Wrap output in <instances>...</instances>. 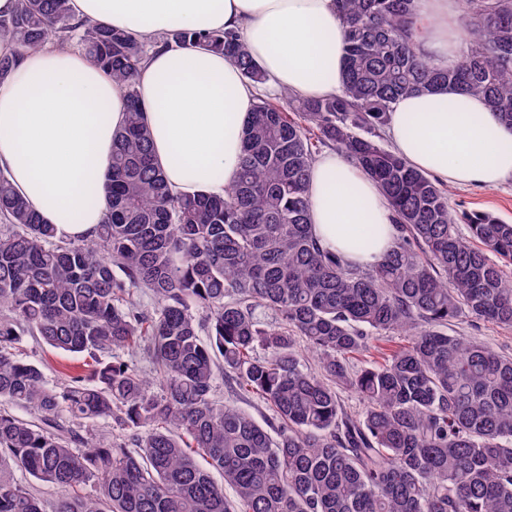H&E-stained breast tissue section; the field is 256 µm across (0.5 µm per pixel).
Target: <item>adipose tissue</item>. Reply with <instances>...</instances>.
I'll use <instances>...</instances> for the list:
<instances>
[{"label":"adipose tissue","instance_id":"adipose-tissue-1","mask_svg":"<svg viewBox=\"0 0 512 512\" xmlns=\"http://www.w3.org/2000/svg\"><path fill=\"white\" fill-rule=\"evenodd\" d=\"M77 17L155 38L178 30H239L275 90L337 93L343 27L334 0H71ZM459 0H421L417 42L433 64L458 62ZM153 155L173 190L220 194L238 171L255 90L222 53L158 48L138 76ZM124 91L81 51L46 43L0 82V171L66 237L93 235L105 212L112 142ZM391 139L412 167L451 187H494L512 175V131L480 97L450 88L397 102ZM314 236L357 266L393 243L392 211L377 184L338 151L316 158L310 183ZM377 225L375 245L358 239Z\"/></svg>","mask_w":512,"mask_h":512}]
</instances>
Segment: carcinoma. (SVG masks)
I'll return each mask as SVG.
<instances>
[{
    "instance_id": "cac0c4a2",
    "label": "carcinoma",
    "mask_w": 512,
    "mask_h": 512,
    "mask_svg": "<svg viewBox=\"0 0 512 512\" xmlns=\"http://www.w3.org/2000/svg\"><path fill=\"white\" fill-rule=\"evenodd\" d=\"M337 7L344 81L322 99L268 93L232 29L145 39L75 20L70 0H17L0 15L12 46L0 81L59 37L128 103L93 236L58 234L0 171V512H42L21 474L60 492L56 512H512V357L444 331L460 317L512 328V224L457 214L446 186L380 142L402 97L448 86L483 97L512 130V0H462L452 69L418 51L416 0ZM160 42L220 51L256 90L222 195L174 192L153 158L137 78ZM323 147L343 151L394 212L375 265L347 264L312 233ZM261 308L278 321L262 324ZM396 331L406 344L352 369L373 337ZM25 334L84 358L89 375L50 385L19 353ZM144 341L157 393L118 356ZM220 371L271 421L215 400ZM343 391L360 396L359 414ZM98 419L127 439L77 430Z\"/></svg>"
}]
</instances>
